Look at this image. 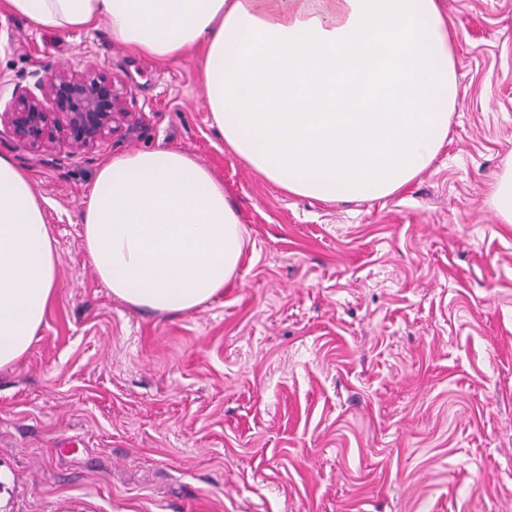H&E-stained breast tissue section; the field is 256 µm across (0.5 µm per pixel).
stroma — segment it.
<instances>
[{"mask_svg":"<svg viewBox=\"0 0 512 512\" xmlns=\"http://www.w3.org/2000/svg\"><path fill=\"white\" fill-rule=\"evenodd\" d=\"M443 4L448 142L404 191L354 202L287 194L229 153L195 53L0 14V94L89 60L133 114L69 157L0 134L61 259L30 351L0 370V512H512V224L487 195L512 155V0ZM157 147L207 166L247 230L234 278L183 314L114 298L82 239L100 166Z\"/></svg>","mask_w":512,"mask_h":512,"instance_id":"1","label":"stroma"}]
</instances>
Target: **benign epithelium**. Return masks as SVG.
<instances>
[{"label": "benign epithelium", "mask_w": 512, "mask_h": 512, "mask_svg": "<svg viewBox=\"0 0 512 512\" xmlns=\"http://www.w3.org/2000/svg\"><path fill=\"white\" fill-rule=\"evenodd\" d=\"M123 81L88 61L35 70L14 84L0 127L18 143L68 156L94 149L130 122Z\"/></svg>", "instance_id": "obj_1"}]
</instances>
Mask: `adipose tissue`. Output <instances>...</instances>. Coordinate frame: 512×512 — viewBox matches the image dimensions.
Returning <instances> with one entry per match:
<instances>
[{"label": "adipose tissue", "instance_id": "1", "mask_svg": "<svg viewBox=\"0 0 512 512\" xmlns=\"http://www.w3.org/2000/svg\"><path fill=\"white\" fill-rule=\"evenodd\" d=\"M43 32L107 23L135 54L199 55L226 149L292 195L379 200L448 140L458 95L440 0H0ZM97 277L127 305L196 309L233 278L245 228L223 183L182 150L112 157L81 215ZM60 257L30 177L0 156V368L29 352Z\"/></svg>", "mask_w": 512, "mask_h": 512}]
</instances>
